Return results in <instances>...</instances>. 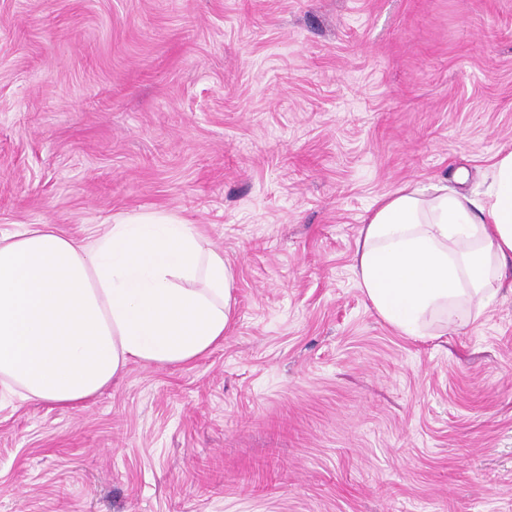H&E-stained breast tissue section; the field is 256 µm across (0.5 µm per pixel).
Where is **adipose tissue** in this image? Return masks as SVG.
<instances>
[{"instance_id": "1", "label": "adipose tissue", "mask_w": 512, "mask_h": 512, "mask_svg": "<svg viewBox=\"0 0 512 512\" xmlns=\"http://www.w3.org/2000/svg\"><path fill=\"white\" fill-rule=\"evenodd\" d=\"M354 273L403 336L475 324L512 289V150L482 190L407 183L379 197ZM233 272L170 211L119 216L86 239L47 224L0 230V388L74 407L132 361L187 364L224 338Z\"/></svg>"}]
</instances>
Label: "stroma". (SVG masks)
Masks as SVG:
<instances>
[{
  "mask_svg": "<svg viewBox=\"0 0 512 512\" xmlns=\"http://www.w3.org/2000/svg\"><path fill=\"white\" fill-rule=\"evenodd\" d=\"M512 149V0H0V228L177 213L235 308L77 408L0 395V512H512V292L401 336L374 201Z\"/></svg>",
  "mask_w": 512,
  "mask_h": 512,
  "instance_id": "35a3bbf8",
  "label": "stroma"
}]
</instances>
